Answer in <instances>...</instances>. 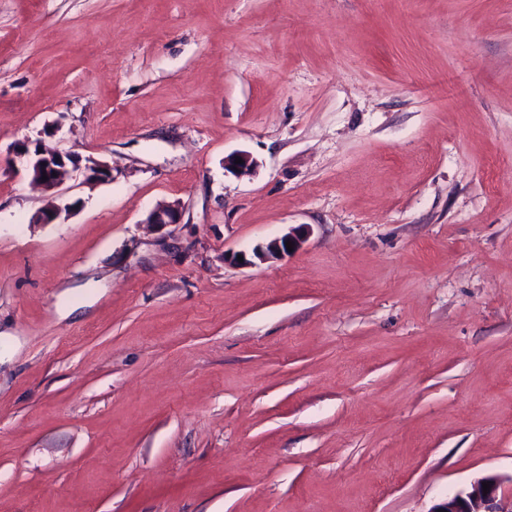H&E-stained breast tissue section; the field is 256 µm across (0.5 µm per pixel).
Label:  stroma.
I'll return each instance as SVG.
<instances>
[{
    "mask_svg": "<svg viewBox=\"0 0 512 512\" xmlns=\"http://www.w3.org/2000/svg\"><path fill=\"white\" fill-rule=\"evenodd\" d=\"M38 139L113 167L52 224L9 165ZM485 475L512 0H0V512H430ZM183 211L178 203H164L157 205L147 216L145 224L163 226L178 224L182 221ZM287 241L292 242L294 251L300 246L302 242L301 235L292 231L284 234L282 237L269 241L265 245H260L254 250L253 258L263 263L283 259L285 256H288L289 253H291L287 250Z\"/></svg>",
    "mask_w": 512,
    "mask_h": 512,
    "instance_id": "obj_1",
    "label": "stroma"
}]
</instances>
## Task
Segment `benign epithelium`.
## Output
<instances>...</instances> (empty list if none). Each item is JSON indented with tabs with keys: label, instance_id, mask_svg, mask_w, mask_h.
<instances>
[{
	"label": "benign epithelium",
	"instance_id": "1",
	"mask_svg": "<svg viewBox=\"0 0 512 512\" xmlns=\"http://www.w3.org/2000/svg\"><path fill=\"white\" fill-rule=\"evenodd\" d=\"M21 163L32 184L41 187L46 193L44 206L33 218L36 224H53L62 214L74 210L78 202H63L65 185L73 173L82 167L74 154L59 149L48 150L38 141H24L13 149L12 163ZM85 182L97 184L113 180L112 169L104 162L90 160L83 167ZM183 211L179 204L164 203L156 206L147 216L145 223L163 226L179 224ZM292 242L293 248L301 244V235L288 232L264 245L258 246L253 258H243V264L252 265L254 260L268 262L280 260L289 254L286 242ZM487 482L490 490L483 491L482 483ZM431 512H512V494L507 496L501 490L495 476H486L474 480L467 488L450 494L438 503Z\"/></svg>",
	"mask_w": 512,
	"mask_h": 512
}]
</instances>
